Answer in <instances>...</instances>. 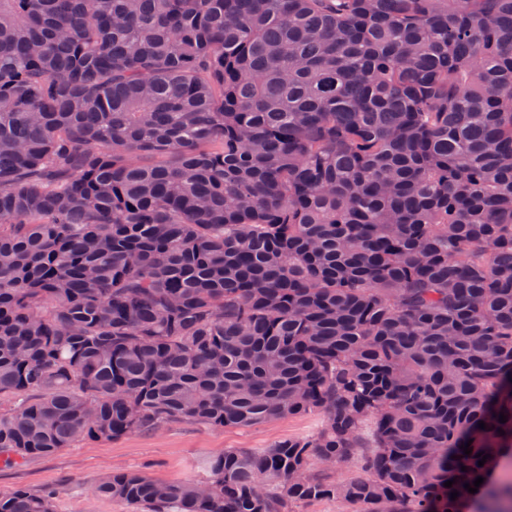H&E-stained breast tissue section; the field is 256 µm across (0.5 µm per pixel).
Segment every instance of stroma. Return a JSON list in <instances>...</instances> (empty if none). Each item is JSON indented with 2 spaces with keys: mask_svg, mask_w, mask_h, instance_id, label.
I'll use <instances>...</instances> for the list:
<instances>
[{
  "mask_svg": "<svg viewBox=\"0 0 512 512\" xmlns=\"http://www.w3.org/2000/svg\"><path fill=\"white\" fill-rule=\"evenodd\" d=\"M323 417L311 412L271 419L249 428H212L196 422H173L156 432H139L117 440L79 442L49 458L21 466L0 462V494L24 487L55 493V512H136L127 503L99 495L102 476L137 470L162 483L205 481V464L227 450L256 451L288 438L308 437Z\"/></svg>",
  "mask_w": 512,
  "mask_h": 512,
  "instance_id": "stroma-1",
  "label": "stroma"
}]
</instances>
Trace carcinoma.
I'll list each match as a JSON object with an SVG mask.
<instances>
[{"instance_id": "obj_1", "label": "carcinoma", "mask_w": 512, "mask_h": 512, "mask_svg": "<svg viewBox=\"0 0 512 512\" xmlns=\"http://www.w3.org/2000/svg\"><path fill=\"white\" fill-rule=\"evenodd\" d=\"M308 412L96 491L512 512V0H0V458Z\"/></svg>"}]
</instances>
